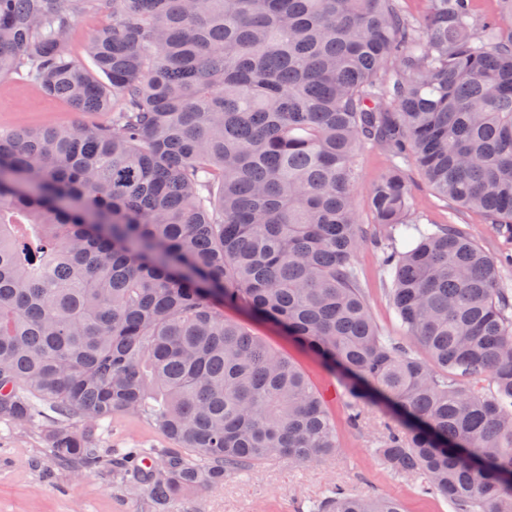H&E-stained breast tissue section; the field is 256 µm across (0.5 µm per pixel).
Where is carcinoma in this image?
<instances>
[{"label": "carcinoma", "mask_w": 512, "mask_h": 512, "mask_svg": "<svg viewBox=\"0 0 512 512\" xmlns=\"http://www.w3.org/2000/svg\"><path fill=\"white\" fill-rule=\"evenodd\" d=\"M424 2L415 23L395 0H0V76L112 111L0 133V422L92 470L102 423L147 417L172 447L119 465L159 504L331 455L330 408L224 318L243 306L339 374L352 425L392 409L391 471L454 512H512V292L469 233L420 226L405 179L416 165L512 235V0L489 20ZM87 11L110 21L80 63L61 38ZM369 144L390 158L371 232L354 204ZM369 239L427 362L372 321L354 263ZM312 512L404 508L338 487Z\"/></svg>", "instance_id": "carcinoma-1"}]
</instances>
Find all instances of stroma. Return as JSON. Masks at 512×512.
<instances>
[{
    "label": "stroma",
    "instance_id": "obj_1",
    "mask_svg": "<svg viewBox=\"0 0 512 512\" xmlns=\"http://www.w3.org/2000/svg\"><path fill=\"white\" fill-rule=\"evenodd\" d=\"M78 118L89 125H103L111 115L76 114L69 103L45 95L19 76L0 77V132L65 126ZM389 164L387 154L371 145L358 158L354 198L365 228H373L375 222L369 207L370 188ZM406 174L425 222L458 225L471 232L490 255L512 256V239L488 224L480 212L460 208L435 194L416 167H407ZM355 265L373 320L385 335L403 339L379 252L364 245L356 254ZM224 316L299 365L324 394L337 425L338 446L333 455L306 465L278 458L247 471L231 472L222 483L186 492L162 507L144 490L130 488L111 464L113 455L128 448L168 447V439L147 419L114 417L99 432L104 462L91 471L53 460L39 430L0 422V512H309L312 504L324 500L338 486L355 495L375 493L399 499L405 512H452L442 497L421 492L422 477L395 475L378 457V440L391 419L387 408L367 406L360 427L352 428L340 379L320 359L247 309L228 306Z\"/></svg>",
    "mask_w": 512,
    "mask_h": 512
}]
</instances>
